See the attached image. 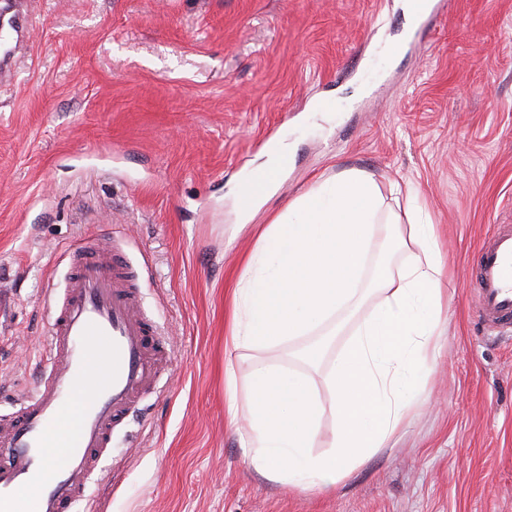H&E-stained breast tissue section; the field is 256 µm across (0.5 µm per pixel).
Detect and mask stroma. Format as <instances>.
<instances>
[{
  "label": "stroma",
  "mask_w": 512,
  "mask_h": 512,
  "mask_svg": "<svg viewBox=\"0 0 512 512\" xmlns=\"http://www.w3.org/2000/svg\"><path fill=\"white\" fill-rule=\"evenodd\" d=\"M29 49L0 87V415L46 363L48 289L83 238L120 244L174 351L112 439L94 512H512V333L483 328L475 254L512 225V0H450L425 39L405 0H28ZM380 29L370 45L369 27ZM329 99V111L316 103ZM273 133L288 147L244 201ZM413 189L444 260L429 401L333 492L288 488L229 416L225 309L265 225L330 170ZM300 336L235 363L326 373Z\"/></svg>",
  "instance_id": "1"
}]
</instances>
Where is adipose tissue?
<instances>
[{
    "label": "adipose tissue",
    "instance_id": "ef3b65f1",
    "mask_svg": "<svg viewBox=\"0 0 512 512\" xmlns=\"http://www.w3.org/2000/svg\"><path fill=\"white\" fill-rule=\"evenodd\" d=\"M384 220L398 230L403 259L381 274L370 312L329 369L336 416L330 438L319 435L324 408L307 377L265 363L250 373L244 452L282 485L335 488L408 422L426 391L442 321L438 241L422 212L386 210L375 180L345 169L317 179L267 225L236 285L232 350L307 335L363 302L365 272Z\"/></svg>",
    "mask_w": 512,
    "mask_h": 512
}]
</instances>
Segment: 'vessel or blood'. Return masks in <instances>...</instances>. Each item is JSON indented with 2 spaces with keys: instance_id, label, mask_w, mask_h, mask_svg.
<instances>
[{
  "instance_id": "obj_1",
  "label": "vessel or blood",
  "mask_w": 512,
  "mask_h": 512,
  "mask_svg": "<svg viewBox=\"0 0 512 512\" xmlns=\"http://www.w3.org/2000/svg\"><path fill=\"white\" fill-rule=\"evenodd\" d=\"M445 0H407L419 31ZM32 25L13 14L15 57ZM62 295L51 301L49 357L33 393L0 423V512H75L89 479L110 455L112 435L151 387L165 352L141 309L125 253L78 242ZM470 286L488 327L512 332V225H498L481 246Z\"/></svg>"
}]
</instances>
